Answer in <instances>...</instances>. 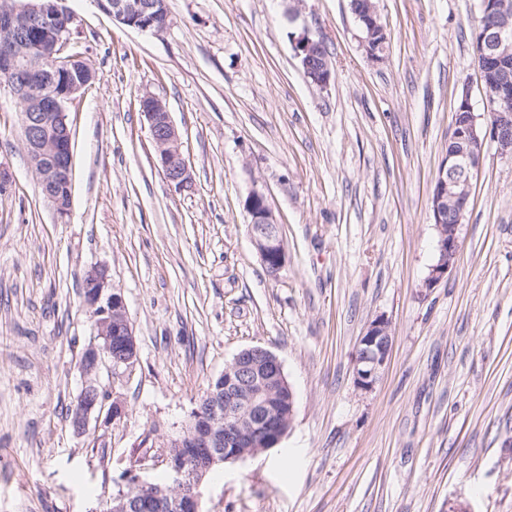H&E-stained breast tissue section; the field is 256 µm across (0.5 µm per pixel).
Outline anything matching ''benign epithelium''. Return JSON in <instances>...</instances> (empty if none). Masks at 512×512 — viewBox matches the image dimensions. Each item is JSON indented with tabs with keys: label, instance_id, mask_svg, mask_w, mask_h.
I'll return each instance as SVG.
<instances>
[{
	"label": "benign epithelium",
	"instance_id": "7a95c632",
	"mask_svg": "<svg viewBox=\"0 0 512 512\" xmlns=\"http://www.w3.org/2000/svg\"><path fill=\"white\" fill-rule=\"evenodd\" d=\"M63 0H7L0 7V31L17 35L13 44L0 50V87L8 90L23 105L25 145L43 188L44 198L65 216L72 199V134L66 120V104L95 79L87 64L76 69L66 86L56 87L57 60L54 47L70 42L71 32L58 30L54 22L63 19L75 23L74 15L62 6ZM103 12L113 21L141 32L160 34L168 23L156 21L162 0H98ZM482 14L496 13L502 20L475 32L477 58L482 71L494 80L485 85L484 110L487 126L479 122L469 93L460 101L458 121L453 124L452 140L456 148L439 168L431 197V209L437 233V256L430 266L424 287L432 288L455 264L459 249L460 226L469 207L472 180L479 171L487 143H493L502 156L512 157V0H480ZM353 14L360 23V46L373 62L383 59L387 36L378 22L374 0H355ZM34 21L51 33L32 58L31 46L18 37ZM321 44L304 34L296 41L297 55L305 75L319 87L331 79L327 59L320 56ZM151 140L156 150L157 166L166 183L183 192L192 189L190 166L181 151L178 131L166 104L146 93L140 98ZM245 207L250 215L249 235L265 266L278 275L285 263V249L280 227L265 197L257 192L248 196ZM90 292L86 304L96 319V340L86 350L81 362L84 388L78 396L74 430H86L92 414L106 413V418L122 416V405L115 400L110 407L100 399L98 377L102 366L112 369V377L121 379L133 371L137 351L124 296L111 286L108 271L96 267L89 272ZM124 330L130 345L121 356L112 355L110 336ZM392 348L387 319L372 320L360 337L354 372L357 385L371 389L383 374ZM224 395L213 394L209 417L191 430L190 439L205 451L197 457L182 452L184 438L167 445L161 462L168 471L170 490L174 492L169 507L177 512H199L205 476L220 462H235L278 445L283 438L273 403L288 405V420H293L295 395L278 357L271 351L252 347L242 350L224 370ZM132 492L113 498L112 512H139L144 501L156 495L155 485L138 476L130 478Z\"/></svg>",
	"mask_w": 512,
	"mask_h": 512
}]
</instances>
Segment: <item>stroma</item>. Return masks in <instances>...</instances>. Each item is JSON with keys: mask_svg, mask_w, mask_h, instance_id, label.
<instances>
[{"mask_svg": "<svg viewBox=\"0 0 512 512\" xmlns=\"http://www.w3.org/2000/svg\"><path fill=\"white\" fill-rule=\"evenodd\" d=\"M388 47H360L350 0H167L154 35L66 0L70 50L94 70L67 103L72 205L38 193L23 106L0 91V512H102L124 474L163 478L155 453L185 430L209 380L243 349L281 361L296 398L274 448L215 468L200 512H512V158L487 147L448 277L430 198L453 111H483L479 0H376ZM322 39L332 79L296 55ZM166 103L192 190L164 180L139 99ZM263 193L286 263L270 277L244 208ZM120 288L136 342L114 382L121 419L66 417L95 338L83 285ZM389 320L373 390L353 359ZM297 457L295 468L282 460ZM321 46L305 33L296 41L297 55L305 75L313 84L326 87L331 79V71L326 57L319 56Z\"/></svg>", "mask_w": 512, "mask_h": 512, "instance_id": "35a3bbf8", "label": "stroma"}]
</instances>
